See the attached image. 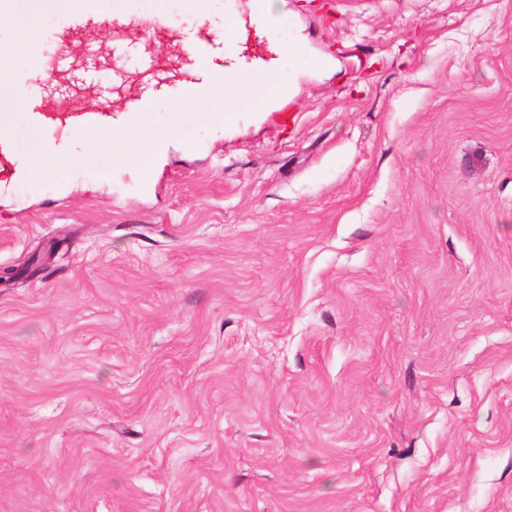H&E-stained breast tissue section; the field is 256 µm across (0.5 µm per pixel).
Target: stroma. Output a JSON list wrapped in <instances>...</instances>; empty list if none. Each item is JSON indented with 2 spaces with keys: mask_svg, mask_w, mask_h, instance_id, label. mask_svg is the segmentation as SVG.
I'll use <instances>...</instances> for the list:
<instances>
[{
  "mask_svg": "<svg viewBox=\"0 0 512 512\" xmlns=\"http://www.w3.org/2000/svg\"><path fill=\"white\" fill-rule=\"evenodd\" d=\"M71 0L0 14L42 51ZM234 0H131L185 35ZM260 112L175 87L0 176V512H512V0H274ZM104 72L146 80L139 37ZM17 154L39 152L0 79Z\"/></svg>",
  "mask_w": 512,
  "mask_h": 512,
  "instance_id": "stroma-1",
  "label": "stroma"
}]
</instances>
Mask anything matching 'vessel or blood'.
Segmentation results:
<instances>
[{"instance_id": "vessel-or-blood-1", "label": "vessel or blood", "mask_w": 512, "mask_h": 512, "mask_svg": "<svg viewBox=\"0 0 512 512\" xmlns=\"http://www.w3.org/2000/svg\"><path fill=\"white\" fill-rule=\"evenodd\" d=\"M263 0H247L246 7L236 15V29L228 36L210 31L199 32L186 51L179 69L180 78L188 84V93L210 99L224 96L222 75L246 70L235 49L237 32L262 19ZM110 22L113 43L125 42L130 34L139 33L149 38L156 50L181 43L183 36L178 28L162 14L142 13L125 7L123 0H76V5L60 14L52 28L39 30L38 37L44 45L39 54L10 51L8 79L21 98L28 122L33 129L46 133L61 126H72L88 132L105 133L113 128L115 107L110 97L109 84L100 79L94 54H87L80 68H73L67 50L69 46L101 22ZM77 71L83 82L100 89V100L93 105L76 104L60 111L53 103L50 89L61 73ZM277 85L256 81L245 101L252 110L263 109L270 98L279 95ZM15 133L12 126L0 124V174L6 165L16 159Z\"/></svg>"}]
</instances>
